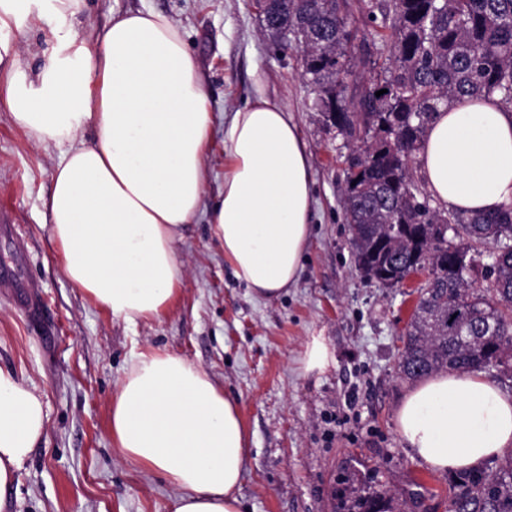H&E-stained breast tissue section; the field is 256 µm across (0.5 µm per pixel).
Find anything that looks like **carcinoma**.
<instances>
[{
    "mask_svg": "<svg viewBox=\"0 0 512 512\" xmlns=\"http://www.w3.org/2000/svg\"><path fill=\"white\" fill-rule=\"evenodd\" d=\"M263 27L293 49L311 109L349 153L340 198L352 255L376 281L430 278L402 337L400 374L496 367L512 373V208L467 214L430 205L413 165L437 112L496 97L512 109V0H256ZM364 27L363 35H357ZM385 89L387 93L376 96ZM460 244L448 242V231ZM490 246L491 263L456 266ZM365 512H397L377 493ZM448 512H512V454L464 478Z\"/></svg>",
    "mask_w": 512,
    "mask_h": 512,
    "instance_id": "cac0c4a2",
    "label": "carcinoma"
}]
</instances>
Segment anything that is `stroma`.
<instances>
[{
  "label": "stroma",
  "instance_id": "1",
  "mask_svg": "<svg viewBox=\"0 0 512 512\" xmlns=\"http://www.w3.org/2000/svg\"><path fill=\"white\" fill-rule=\"evenodd\" d=\"M155 9L182 30L215 117L204 154V205L224 190V128L255 91L280 104L310 153L313 219L297 280L279 297L257 298L224 262L206 215L179 247L185 286L168 313L135 326L115 319L66 278L45 226L57 147L37 142L0 101V203L18 239L0 237V264L24 243L33 309L0 295V366L45 397L46 431L6 494L4 512H172L178 492L158 473L124 461L112 446L110 406L135 351L155 347L202 366L235 398L248 434L239 486L242 512H355L374 492L402 512H448L458 474L439 473L406 448L397 407L401 338L425 275L395 288L354 265L340 191L342 137L310 110L295 52L264 36L250 0H85L66 24L46 15L12 29L28 73L57 37L90 40L113 14ZM326 336L336 367L304 377L308 337Z\"/></svg>",
  "mask_w": 512,
  "mask_h": 512
}]
</instances>
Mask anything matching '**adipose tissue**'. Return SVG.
Here are the masks:
<instances>
[{"label": "adipose tissue", "mask_w": 512, "mask_h": 512, "mask_svg": "<svg viewBox=\"0 0 512 512\" xmlns=\"http://www.w3.org/2000/svg\"><path fill=\"white\" fill-rule=\"evenodd\" d=\"M20 21V0H0V62L9 63L0 96L16 124L62 150L46 225L65 275L91 301L132 326L164 315L185 280L182 231L203 211L254 296L278 297L296 280L313 183L306 143L282 106L257 95L233 112L223 196L206 211L214 115L174 21L125 12L93 42L60 39L33 77L5 36ZM419 172L446 209L512 207V110L494 97L449 103ZM47 419L36 388L0 367V510ZM395 424L430 469L471 471L512 446V396L480 376L434 374L405 393ZM110 431L122 458L177 489L173 512H241L247 432L237 402L201 366L162 349L135 353L112 396Z\"/></svg>", "instance_id": "1"}]
</instances>
